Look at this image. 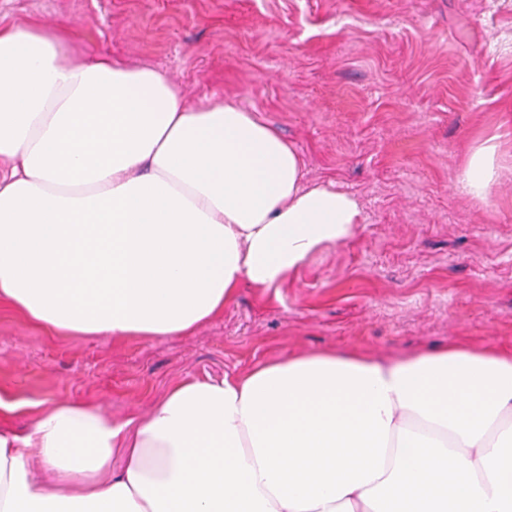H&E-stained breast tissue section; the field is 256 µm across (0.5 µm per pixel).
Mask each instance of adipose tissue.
<instances>
[{
	"label": "adipose tissue",
	"instance_id": "1",
	"mask_svg": "<svg viewBox=\"0 0 512 512\" xmlns=\"http://www.w3.org/2000/svg\"><path fill=\"white\" fill-rule=\"evenodd\" d=\"M0 25V304L66 336H188L364 222L272 125L168 73ZM472 147L461 188L499 179ZM0 402V512H512V349L307 352L118 421ZM124 463L113 468L112 458Z\"/></svg>",
	"mask_w": 512,
	"mask_h": 512
}]
</instances>
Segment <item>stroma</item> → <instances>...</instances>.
I'll return each mask as SVG.
<instances>
[{"label": "stroma", "mask_w": 512, "mask_h": 512, "mask_svg": "<svg viewBox=\"0 0 512 512\" xmlns=\"http://www.w3.org/2000/svg\"><path fill=\"white\" fill-rule=\"evenodd\" d=\"M71 32L68 52L166 70L189 101L234 98L365 221L277 292L242 287L176 338L58 336L0 305V398L93 403L121 420L174 383L303 352L396 358L512 347V0H0V24ZM495 139L486 199L458 185Z\"/></svg>", "instance_id": "obj_1"}]
</instances>
